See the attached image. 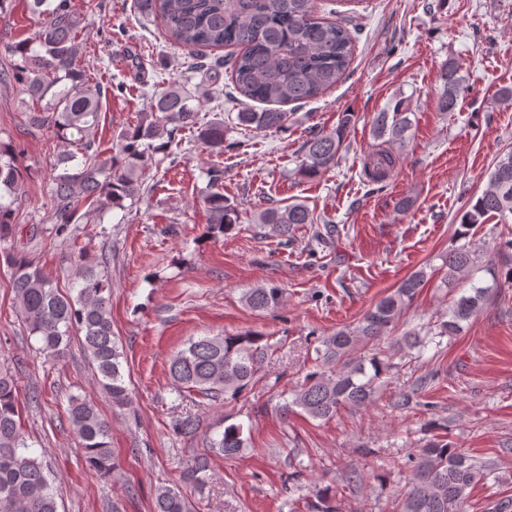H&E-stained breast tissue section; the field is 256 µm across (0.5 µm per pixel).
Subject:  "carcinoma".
Segmentation results:
<instances>
[{
    "label": "carcinoma",
    "mask_w": 512,
    "mask_h": 512,
    "mask_svg": "<svg viewBox=\"0 0 512 512\" xmlns=\"http://www.w3.org/2000/svg\"><path fill=\"white\" fill-rule=\"evenodd\" d=\"M137 8L145 19H160L168 39L176 45L239 49L230 62L234 89L250 101L272 105L260 112L246 109L237 113L239 124L256 130L288 129L289 113L278 106L321 96L341 81L354 56L352 22L316 16L314 0H137ZM28 10L39 20L37 31L33 38L8 47L19 62L10 71L0 70V86L18 85L19 92L36 105L28 112L27 133L48 130L72 148L57 160L63 169L50 183V220L57 233L84 218L101 222L108 211L125 208L127 200H138L145 191V161L157 153L175 159L172 145L183 130L197 132L215 155L224 154V120L202 121L190 105L191 95L174 84L155 95L136 123L119 134L117 151L103 156L95 141L103 93L78 65L80 16L71 0H29ZM440 80L439 109L452 112L466 88L465 80L451 63L442 67ZM352 120L353 114L345 112L335 130L318 132L306 141L297 168L299 176L313 179L336 166ZM410 126L409 106L399 101L392 110L377 114L373 129L377 137L401 150ZM78 158L79 168L70 171L69 163ZM396 160L390 150L373 154L367 162L371 182L383 183ZM207 176L203 201L210 212V232L227 234L238 227V213L224 197V168L215 164ZM24 184L15 146L0 142V243L15 232ZM82 204L87 210L81 214ZM491 215L504 219L512 215V150L497 158L485 189L463 215L462 225L478 224ZM258 221L284 244L305 226L315 242L338 232L336 225L321 222L302 202L266 208ZM5 261L15 308L28 335L37 340L39 353L51 360L62 357L69 337L78 333L112 408L130 417L136 415L125 379L124 354L112 331L111 283L101 262L81 251L67 292L25 252L7 251ZM476 263L472 243L450 249L442 256L444 286L454 288L467 280ZM426 281L425 270L413 272L368 309L356 325L320 338L311 370L292 400L281 405V412L286 415L296 407L315 420L328 421L342 408L373 404L393 359L391 349L381 348L380 341L413 304ZM284 298V290L273 283L244 293L245 303L255 311L277 310ZM485 300L486 288L472 287V293L454 300L448 319L426 336L407 334L405 345L422 352L436 337L459 335L483 309ZM272 350L269 337L256 332L192 337L170 355L168 372L177 392L230 403L262 379L261 369ZM16 385L14 375L0 367V512H59L45 467L29 452ZM66 413L87 466L103 476L116 472L111 422L81 396L69 398ZM173 429L193 438L199 423L187 416L176 420ZM203 441L204 452L193 457L182 475L183 482L199 495L211 480V456L233 458L247 444L241 424L215 429L204 435ZM411 463L410 489L399 498L397 512H467L472 488L487 476L486 467L437 434L426 440ZM153 512H191V503L180 486L164 484L154 491ZM308 512H338L335 496L327 488L320 491L317 500L308 504Z\"/></svg>",
    "instance_id": "obj_1"
}]
</instances>
